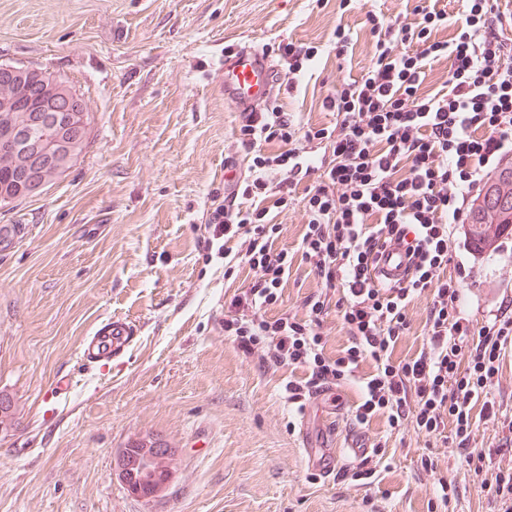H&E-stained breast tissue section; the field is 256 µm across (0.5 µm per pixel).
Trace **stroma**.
<instances>
[{
	"label": "stroma",
	"mask_w": 512,
	"mask_h": 512,
	"mask_svg": "<svg viewBox=\"0 0 512 512\" xmlns=\"http://www.w3.org/2000/svg\"><path fill=\"white\" fill-rule=\"evenodd\" d=\"M419 0H0V63L48 69L82 93L85 150L38 196L0 206V512H503L454 444L411 423L373 420L385 456L371 483L324 476L302 440L340 448L349 424L327 399L291 411L278 371H260L224 334L225 305L256 273L199 244L224 199V172H246L241 120L218 91L229 44L279 42L319 53L293 92L274 90L301 126L334 125L322 99L372 64L369 15L410 22ZM350 28L338 59L331 41ZM461 309L474 325L512 301V235L471 251L453 227ZM294 263L275 313L305 317L317 295ZM429 305L415 299L395 359L422 347ZM130 322L120 355L86 362L83 344ZM160 436L177 450L160 499L133 496L114 472L121 448ZM432 453L437 470L420 468ZM453 480L450 505L434 494Z\"/></svg>",
	"instance_id": "stroma-1"
}]
</instances>
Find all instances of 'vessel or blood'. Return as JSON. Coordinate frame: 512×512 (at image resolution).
<instances>
[{
	"label": "vessel or blood",
	"instance_id": "vessel-or-blood-1",
	"mask_svg": "<svg viewBox=\"0 0 512 512\" xmlns=\"http://www.w3.org/2000/svg\"><path fill=\"white\" fill-rule=\"evenodd\" d=\"M277 67L269 55L249 45H237L225 50L219 61L221 75L220 92L225 104L238 112H258L276 82ZM406 248L399 245L390 248L380 261V270L389 280L402 277L406 267ZM133 328L130 324L116 321L109 333L92 337L87 343L84 354L89 360L114 355L127 344ZM366 448L362 439L350 438L345 452H337L331 448L308 449L307 455L311 465L323 474L330 475L342 465L343 457L354 459L365 456Z\"/></svg>",
	"mask_w": 512,
	"mask_h": 512
}]
</instances>
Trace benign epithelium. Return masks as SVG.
<instances>
[{
	"label": "benign epithelium",
	"mask_w": 512,
	"mask_h": 512,
	"mask_svg": "<svg viewBox=\"0 0 512 512\" xmlns=\"http://www.w3.org/2000/svg\"><path fill=\"white\" fill-rule=\"evenodd\" d=\"M3 122L0 123V167L14 175V198L39 195L75 159L80 143L88 137L85 106L77 97L50 91L36 100L18 98L6 91ZM56 136L47 145L39 137L47 125ZM137 448H124L115 460L127 489L144 498L159 496L174 474L175 450L160 448L150 439H137Z\"/></svg>",
	"instance_id": "1"
}]
</instances>
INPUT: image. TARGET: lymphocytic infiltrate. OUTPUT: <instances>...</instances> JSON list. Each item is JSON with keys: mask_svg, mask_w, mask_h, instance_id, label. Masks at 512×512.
Wrapping results in <instances>:
<instances>
[{"mask_svg": "<svg viewBox=\"0 0 512 512\" xmlns=\"http://www.w3.org/2000/svg\"><path fill=\"white\" fill-rule=\"evenodd\" d=\"M416 13L410 23L369 16L370 69L322 101L335 125L303 128L276 103L244 115L237 143L252 163L225 186L209 222L213 240L239 244L257 278L230 300L224 334L258 368L285 370L280 391L296 411L340 381H357L353 424L366 426L380 415L392 428L411 422L427 438L452 441L480 473L489 462L474 444L472 410L499 417L488 390L503 349L512 345V316L473 329L461 313L460 285L446 268L453 225L466 222L484 180L512 151V45L503 37L512 10L500 0H466L459 23L433 5ZM449 26L453 37L436 39ZM443 59L450 63V91L421 96L433 63ZM273 141L279 150L265 152ZM315 142L323 153L312 150ZM271 169L281 174L274 184ZM270 198L283 209L303 202L307 220L297 251L320 288L304 319L269 313L293 263L288 249L275 246L282 228L268 218ZM401 241L404 276L382 279L378 259ZM422 295L429 301L423 347L394 362L408 307ZM332 297L348 335L333 357L321 331ZM368 360L373 371L360 374Z\"/></svg>", "mask_w": 512, "mask_h": 512, "instance_id": "lymphocytic-infiltrate-1", "label": "lymphocytic infiltrate"}]
</instances>
